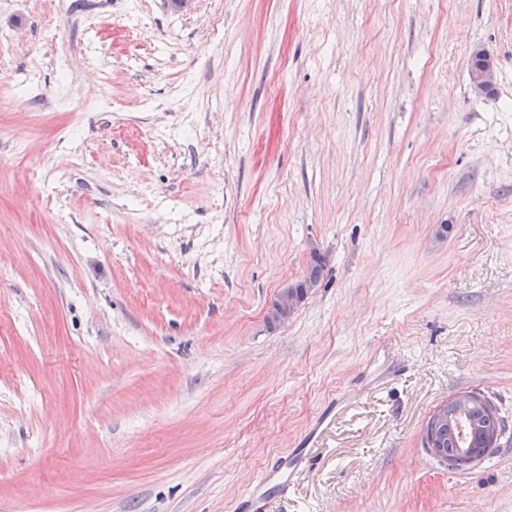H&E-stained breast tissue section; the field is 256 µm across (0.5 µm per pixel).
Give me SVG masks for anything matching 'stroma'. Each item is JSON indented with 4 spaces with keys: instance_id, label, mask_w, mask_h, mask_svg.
<instances>
[{
    "instance_id": "35a3bbf8",
    "label": "stroma",
    "mask_w": 512,
    "mask_h": 512,
    "mask_svg": "<svg viewBox=\"0 0 512 512\" xmlns=\"http://www.w3.org/2000/svg\"><path fill=\"white\" fill-rule=\"evenodd\" d=\"M468 391L512 420V0H0V512L308 447L264 512H512V443L422 446ZM471 57L476 59L477 64L470 72V85L476 97L493 95L497 81V62L493 55L486 49L475 48ZM494 88V89H493ZM295 288V284L290 283L280 290L278 294L279 303L275 313L273 314L271 310H269L266 316V320H268L269 324L274 326L276 324H281L287 321L288 318H290L300 306L301 302L308 296V294L311 293L315 286L309 284L304 287L306 288V294L303 299L298 297Z\"/></svg>"
}]
</instances>
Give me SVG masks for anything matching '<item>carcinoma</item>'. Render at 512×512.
<instances>
[{"instance_id": "carcinoma-1", "label": "carcinoma", "mask_w": 512, "mask_h": 512, "mask_svg": "<svg viewBox=\"0 0 512 512\" xmlns=\"http://www.w3.org/2000/svg\"><path fill=\"white\" fill-rule=\"evenodd\" d=\"M326 267L325 255L312 256L303 278L297 281L298 291H303V286L309 282L320 283ZM427 429L451 468L456 467L466 450L481 456L485 449H496L512 440V431L498 409L488 398L476 394L472 395L468 407L460 412L456 411L455 401H449L448 419L438 423L430 420Z\"/></svg>"}]
</instances>
